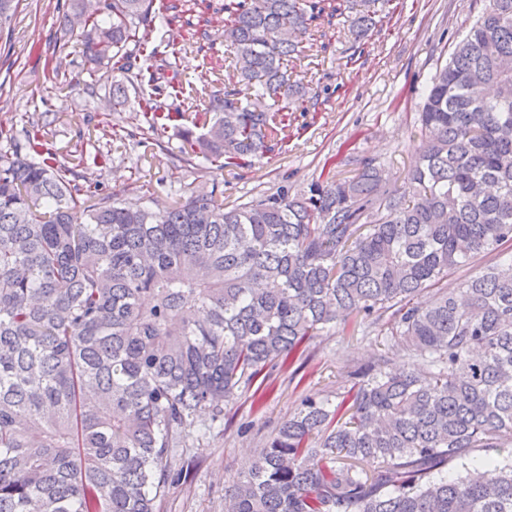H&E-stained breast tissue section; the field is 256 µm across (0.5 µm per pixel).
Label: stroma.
<instances>
[{"instance_id":"obj_1","label":"stroma","mask_w":512,"mask_h":512,"mask_svg":"<svg viewBox=\"0 0 512 512\" xmlns=\"http://www.w3.org/2000/svg\"><path fill=\"white\" fill-rule=\"evenodd\" d=\"M68 0H21L9 30L0 34V127L21 131L43 126L44 140L66 166L83 164L101 192L156 211L191 191H215L225 205L257 200L278 188L297 192L311 181L350 176L366 162L380 165L389 185H402L421 139L422 93L437 66L446 63L457 38L478 14L482 0H390L389 13L369 37L355 42L343 24L326 28L327 51H308L296 61L293 80L319 93L318 111L294 110L274 151L251 165L222 169L203 159L180 161L185 128L212 122L205 108L186 111L163 136L148 132L143 118L110 110L104 94L111 74L93 70L62 14ZM208 53L187 46L180 26H157L152 39L179 50V81L206 91L224 87L233 64L224 25L210 30ZM364 52L348 56L354 44ZM67 57L65 76L51 78L56 55ZM383 351L379 336H319L292 364L268 371L262 388L239 393L224 406V423L203 445L178 458L186 478L170 487L160 512H224V493L240 477L248 456L264 447L300 407L305 395L336 399L350 387L348 374L373 365Z\"/></svg>"}]
</instances>
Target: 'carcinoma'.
I'll return each instance as SVG.
<instances>
[{
  "instance_id": "obj_1",
  "label": "carcinoma",
  "mask_w": 512,
  "mask_h": 512,
  "mask_svg": "<svg viewBox=\"0 0 512 512\" xmlns=\"http://www.w3.org/2000/svg\"><path fill=\"white\" fill-rule=\"evenodd\" d=\"M390 0H224V97L187 90L149 38L211 0H69L82 49L116 72L114 110L156 136L201 99L185 161L272 150L301 37ZM20 0H0V34ZM105 14L109 21L99 20ZM249 98L242 104L239 95ZM402 187L367 163L294 195L224 206L194 192L157 213L30 153L0 127V512H157L174 459L224 404L314 338L367 325L386 354L335 406L306 396L224 496V512H512V0H484L430 79ZM81 178L85 185L75 183ZM494 262L448 289L476 256ZM411 360L388 367V354ZM494 451L498 458H477Z\"/></svg>"
}]
</instances>
